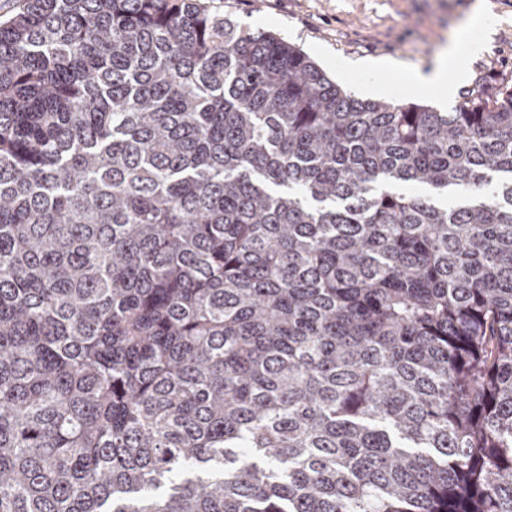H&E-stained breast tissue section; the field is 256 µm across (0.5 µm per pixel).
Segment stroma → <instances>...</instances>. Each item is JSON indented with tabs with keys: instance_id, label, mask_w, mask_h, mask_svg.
<instances>
[{
	"instance_id": "1",
	"label": "stroma",
	"mask_w": 512,
	"mask_h": 512,
	"mask_svg": "<svg viewBox=\"0 0 512 512\" xmlns=\"http://www.w3.org/2000/svg\"><path fill=\"white\" fill-rule=\"evenodd\" d=\"M242 26L260 28L302 49L356 97L383 86L382 100L412 101L445 112L474 85L512 76V0H204ZM482 42L481 53L448 78L456 96L410 85L409 72L429 69L459 31Z\"/></svg>"
}]
</instances>
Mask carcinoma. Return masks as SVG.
<instances>
[{
    "mask_svg": "<svg viewBox=\"0 0 512 512\" xmlns=\"http://www.w3.org/2000/svg\"><path fill=\"white\" fill-rule=\"evenodd\" d=\"M0 512H512V85L362 100L201 0H20Z\"/></svg>",
    "mask_w": 512,
    "mask_h": 512,
    "instance_id": "cac0c4a2",
    "label": "carcinoma"
}]
</instances>
